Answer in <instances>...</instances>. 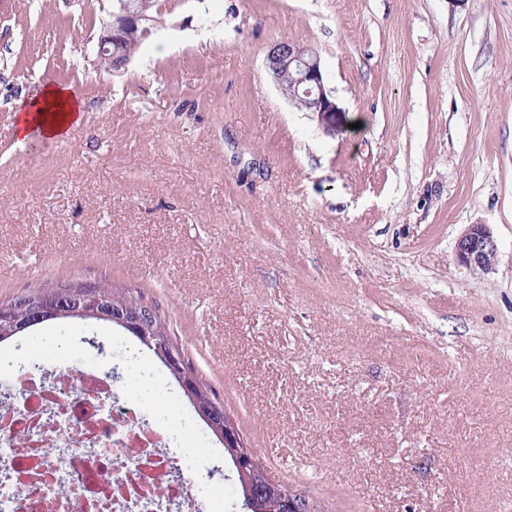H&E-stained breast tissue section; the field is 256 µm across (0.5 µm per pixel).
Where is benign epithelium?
I'll use <instances>...</instances> for the list:
<instances>
[{
	"label": "benign epithelium",
	"mask_w": 512,
	"mask_h": 512,
	"mask_svg": "<svg viewBox=\"0 0 512 512\" xmlns=\"http://www.w3.org/2000/svg\"><path fill=\"white\" fill-rule=\"evenodd\" d=\"M156 30L154 17L138 0H117L112 20L105 24L98 37L95 66L104 64L118 71L131 59L144 40ZM266 65L280 92L291 102L306 107L316 115L318 125L329 133L345 128V111L339 107L320 63L318 53L310 47L288 40L275 42L269 49ZM456 256L463 265L487 272L497 258V243L486 224H470L457 238ZM152 309L131 302H119L112 295L92 286L78 285L64 297L58 291H45L26 305L4 306L0 322L6 336L19 334L38 323L58 317L94 318L120 327L145 346L153 349L172 377L191 399L198 416L217 431L224 447L231 451L235 470L244 472L254 466L255 459L243 445L236 426L224 407L195 395L199 383L189 371L178 349L159 340ZM306 501L292 493L279 498V512H305Z\"/></svg>",
	"instance_id": "1"
}]
</instances>
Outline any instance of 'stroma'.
Wrapping results in <instances>:
<instances>
[{"label": "stroma", "mask_w": 512, "mask_h": 512, "mask_svg": "<svg viewBox=\"0 0 512 512\" xmlns=\"http://www.w3.org/2000/svg\"><path fill=\"white\" fill-rule=\"evenodd\" d=\"M129 63L95 67L111 0H0V305L109 283L150 306L275 480L315 512H512V0H155ZM315 49L347 128L265 67ZM69 86L61 141L16 101ZM487 224V272L455 243ZM67 348H60V341ZM115 368L169 455L243 512L223 446L160 360L48 321L0 360ZM82 112L70 88L56 83L43 84L30 99L16 109V135L24 144L34 135L43 140H63Z\"/></svg>", "instance_id": "stroma-1"}]
</instances>
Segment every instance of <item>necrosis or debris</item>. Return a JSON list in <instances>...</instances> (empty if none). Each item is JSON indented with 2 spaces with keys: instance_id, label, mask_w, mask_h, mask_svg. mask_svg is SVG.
<instances>
[{
  "instance_id": "obj_1",
  "label": "necrosis or debris",
  "mask_w": 512,
  "mask_h": 512,
  "mask_svg": "<svg viewBox=\"0 0 512 512\" xmlns=\"http://www.w3.org/2000/svg\"><path fill=\"white\" fill-rule=\"evenodd\" d=\"M0 512H209L104 367L0 365ZM69 441H59L61 431Z\"/></svg>"
}]
</instances>
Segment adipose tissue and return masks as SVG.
Wrapping results in <instances>:
<instances>
[{
    "instance_id": "adipose-tissue-1",
    "label": "adipose tissue",
    "mask_w": 512,
    "mask_h": 512,
    "mask_svg": "<svg viewBox=\"0 0 512 512\" xmlns=\"http://www.w3.org/2000/svg\"><path fill=\"white\" fill-rule=\"evenodd\" d=\"M81 106L70 88L55 83L43 84L16 110V135L19 142L32 137L48 141L64 139L80 119Z\"/></svg>"
}]
</instances>
